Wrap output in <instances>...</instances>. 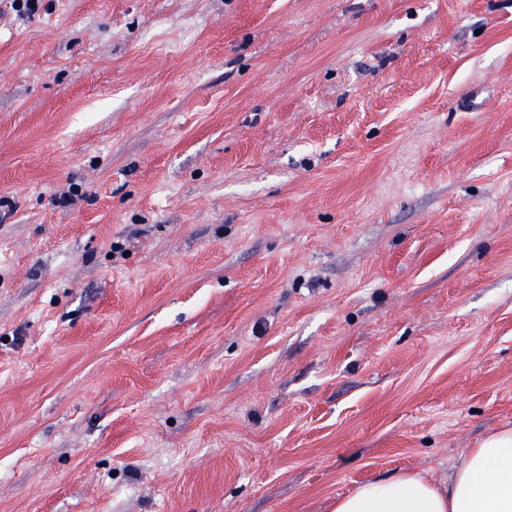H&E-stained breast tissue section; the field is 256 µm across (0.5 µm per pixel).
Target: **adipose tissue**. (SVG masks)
<instances>
[{
	"instance_id": "1",
	"label": "adipose tissue",
	"mask_w": 512,
	"mask_h": 512,
	"mask_svg": "<svg viewBox=\"0 0 512 512\" xmlns=\"http://www.w3.org/2000/svg\"><path fill=\"white\" fill-rule=\"evenodd\" d=\"M333 512H512V428L486 435L448 480L403 471L359 484Z\"/></svg>"
}]
</instances>
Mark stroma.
Listing matches in <instances>:
<instances>
[{
  "mask_svg": "<svg viewBox=\"0 0 512 512\" xmlns=\"http://www.w3.org/2000/svg\"><path fill=\"white\" fill-rule=\"evenodd\" d=\"M0 512H333L512 428V0H0Z\"/></svg>",
  "mask_w": 512,
  "mask_h": 512,
  "instance_id": "1",
  "label": "stroma"
}]
</instances>
